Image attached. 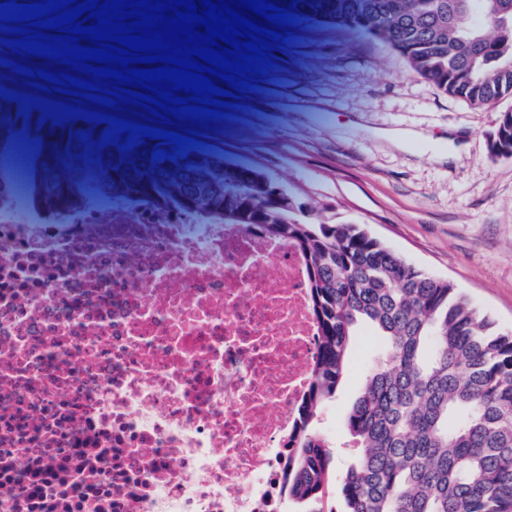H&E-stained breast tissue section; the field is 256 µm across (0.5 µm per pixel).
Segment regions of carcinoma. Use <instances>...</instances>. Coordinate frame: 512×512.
Segmentation results:
<instances>
[{
  "mask_svg": "<svg viewBox=\"0 0 512 512\" xmlns=\"http://www.w3.org/2000/svg\"><path fill=\"white\" fill-rule=\"evenodd\" d=\"M512 0H300L296 13L378 38L418 76L483 108L512 90ZM0 96V213L21 202L40 224L102 204L148 206L197 224H243L297 248L317 324L313 380L287 440L281 500L323 507L334 469L319 429L347 352L366 324L384 339L344 427L360 449L339 475L346 512H512V332L464 292L358 224L305 222L240 164L206 150L154 162L159 140L99 147L106 123L59 125ZM89 134L87 146L79 132Z\"/></svg>",
  "mask_w": 512,
  "mask_h": 512,
  "instance_id": "carcinoma-1",
  "label": "carcinoma"
}]
</instances>
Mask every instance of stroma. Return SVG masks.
Instances as JSON below:
<instances>
[{"label": "stroma", "instance_id": "1", "mask_svg": "<svg viewBox=\"0 0 512 512\" xmlns=\"http://www.w3.org/2000/svg\"><path fill=\"white\" fill-rule=\"evenodd\" d=\"M2 58L9 64L0 66V86L44 95L15 67L47 70L52 60L0 44ZM277 62L260 89L242 93L241 108L202 135L206 149L270 177L314 222L362 225L461 288L499 330H512V157L487 146L512 99L471 108L413 73L383 41L306 19ZM382 350L380 337L359 328L321 414L336 471L357 457L343 422Z\"/></svg>", "mask_w": 512, "mask_h": 512}]
</instances>
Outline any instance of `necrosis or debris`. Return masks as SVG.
Segmentation results:
<instances>
[{
	"instance_id": "1",
	"label": "necrosis or debris",
	"mask_w": 512,
	"mask_h": 512,
	"mask_svg": "<svg viewBox=\"0 0 512 512\" xmlns=\"http://www.w3.org/2000/svg\"><path fill=\"white\" fill-rule=\"evenodd\" d=\"M317 336L294 247L0 216V512H276Z\"/></svg>"
}]
</instances>
